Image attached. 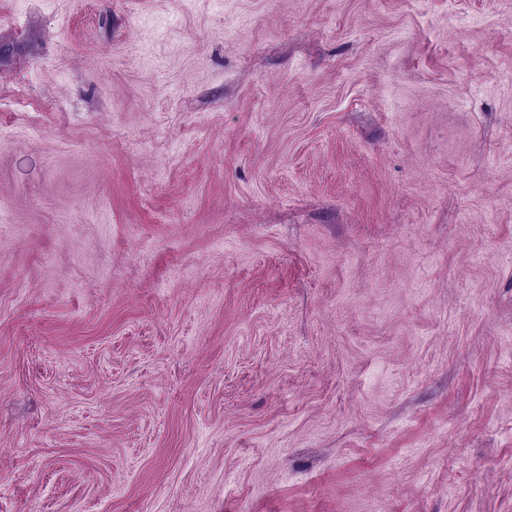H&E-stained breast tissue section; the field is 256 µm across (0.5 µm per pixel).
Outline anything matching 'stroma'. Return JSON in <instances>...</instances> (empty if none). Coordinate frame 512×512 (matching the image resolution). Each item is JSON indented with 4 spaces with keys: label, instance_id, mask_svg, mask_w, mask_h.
<instances>
[{
    "label": "stroma",
    "instance_id": "1",
    "mask_svg": "<svg viewBox=\"0 0 512 512\" xmlns=\"http://www.w3.org/2000/svg\"><path fill=\"white\" fill-rule=\"evenodd\" d=\"M0 512H512V0H0Z\"/></svg>",
    "mask_w": 512,
    "mask_h": 512
}]
</instances>
